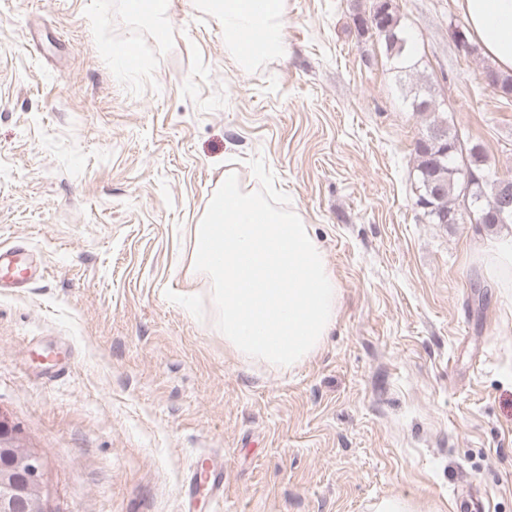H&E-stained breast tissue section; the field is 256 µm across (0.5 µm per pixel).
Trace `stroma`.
I'll use <instances>...</instances> for the list:
<instances>
[{
  "instance_id": "1",
  "label": "stroma",
  "mask_w": 512,
  "mask_h": 512,
  "mask_svg": "<svg viewBox=\"0 0 512 512\" xmlns=\"http://www.w3.org/2000/svg\"><path fill=\"white\" fill-rule=\"evenodd\" d=\"M414 76L512 177V106L459 51L461 0H397ZM285 0L286 57L241 65L205 0H0V246L42 267L0 288V413L42 458L51 512H182L224 456L223 512H512V224L415 205L411 111L356 15ZM262 158L339 288L318 349L234 354L192 229Z\"/></svg>"
}]
</instances>
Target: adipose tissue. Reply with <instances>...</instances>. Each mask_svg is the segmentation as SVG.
Wrapping results in <instances>:
<instances>
[{"mask_svg": "<svg viewBox=\"0 0 512 512\" xmlns=\"http://www.w3.org/2000/svg\"><path fill=\"white\" fill-rule=\"evenodd\" d=\"M224 21V42L239 49L250 34L259 39L257 50L241 52L247 65L285 51L284 0H211ZM471 35L499 71L512 74V0H462Z\"/></svg>", "mask_w": 512, "mask_h": 512, "instance_id": "1", "label": "adipose tissue"}]
</instances>
